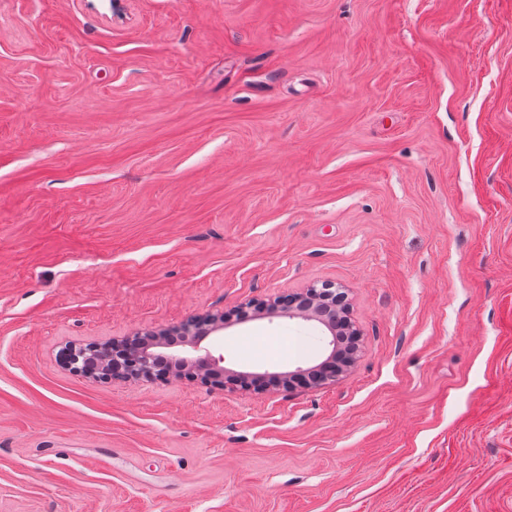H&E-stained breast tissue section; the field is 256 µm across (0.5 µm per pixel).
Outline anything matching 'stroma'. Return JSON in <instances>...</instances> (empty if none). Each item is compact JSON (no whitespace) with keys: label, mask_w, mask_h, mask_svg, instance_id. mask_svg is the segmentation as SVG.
I'll return each mask as SVG.
<instances>
[{"label":"stroma","mask_w":512,"mask_h":512,"mask_svg":"<svg viewBox=\"0 0 512 512\" xmlns=\"http://www.w3.org/2000/svg\"><path fill=\"white\" fill-rule=\"evenodd\" d=\"M326 283L319 388L61 362ZM0 512H512V0H0ZM328 345L331 346V351L326 358L328 370H326L316 379L315 383L318 386L335 382L339 376L348 372L355 365L357 360L358 348L350 359H342L340 362H338V367L336 370V340L334 336H331V340L328 342Z\"/></svg>","instance_id":"obj_1"}]
</instances>
